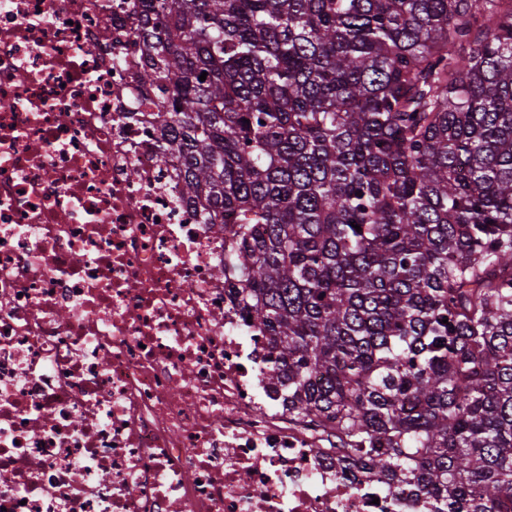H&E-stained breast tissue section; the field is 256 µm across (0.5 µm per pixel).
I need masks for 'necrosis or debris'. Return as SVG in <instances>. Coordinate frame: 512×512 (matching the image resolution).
<instances>
[{
    "mask_svg": "<svg viewBox=\"0 0 512 512\" xmlns=\"http://www.w3.org/2000/svg\"><path fill=\"white\" fill-rule=\"evenodd\" d=\"M139 5L0 0V512H433L268 380L157 159Z\"/></svg>",
    "mask_w": 512,
    "mask_h": 512,
    "instance_id": "4bbe7bcc",
    "label": "necrosis or debris"
}]
</instances>
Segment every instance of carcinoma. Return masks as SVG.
<instances>
[{
	"instance_id": "carcinoma-1",
	"label": "carcinoma",
	"mask_w": 512,
	"mask_h": 512,
	"mask_svg": "<svg viewBox=\"0 0 512 512\" xmlns=\"http://www.w3.org/2000/svg\"><path fill=\"white\" fill-rule=\"evenodd\" d=\"M500 2L141 0L134 28L160 158L235 225L288 413L434 512H512Z\"/></svg>"
}]
</instances>
